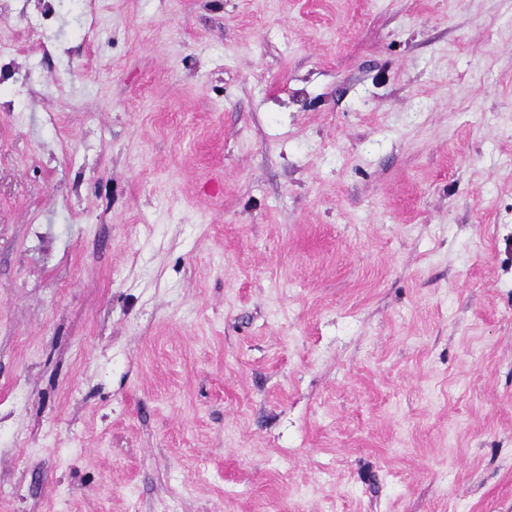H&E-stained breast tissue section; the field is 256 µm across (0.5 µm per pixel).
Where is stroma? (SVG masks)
Masks as SVG:
<instances>
[{"mask_svg":"<svg viewBox=\"0 0 512 512\" xmlns=\"http://www.w3.org/2000/svg\"><path fill=\"white\" fill-rule=\"evenodd\" d=\"M0 512H512V0H0Z\"/></svg>","mask_w":512,"mask_h":512,"instance_id":"obj_1","label":"stroma"}]
</instances>
